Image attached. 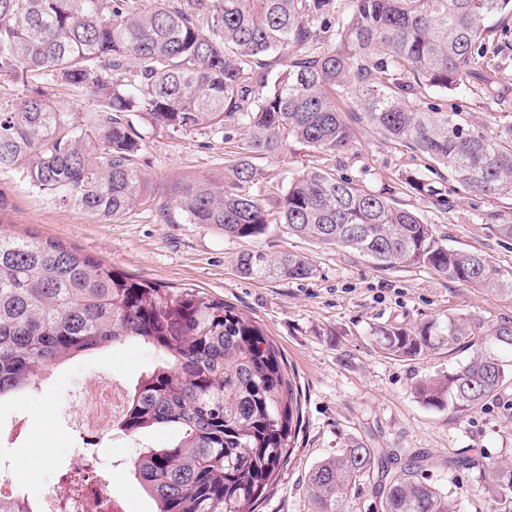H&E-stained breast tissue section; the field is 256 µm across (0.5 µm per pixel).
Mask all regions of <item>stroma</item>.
<instances>
[{
  "instance_id": "35a3bbf8",
  "label": "stroma",
  "mask_w": 512,
  "mask_h": 512,
  "mask_svg": "<svg viewBox=\"0 0 512 512\" xmlns=\"http://www.w3.org/2000/svg\"><path fill=\"white\" fill-rule=\"evenodd\" d=\"M494 27V37L483 46L498 69L493 90L473 94L476 81L469 77L454 92L427 91L416 99L417 108L436 105L465 113L479 132L488 129V113H512V17L501 18ZM353 130L351 145L336 154L292 142L282 156L255 157L259 190L286 188L294 173L322 168L353 179L363 189L387 193L393 202L433 224L449 245L512 266V240L501 239L492 230L496 224H512L511 201L470 194L448 180V205L436 207L399 185L407 170L432 178L426 162L361 124H354ZM142 134L146 147L139 162L151 197L133 212L102 222L52 201L21 173L0 170V222L20 233L29 229L77 247L138 279L198 289L236 306L264 328L296 375L301 418L291 461L266 491L257 512H311L306 494L309 469L355 439L389 457L427 458L423 480L459 500L461 512H491L473 464L486 457L512 460V383L463 412L427 408L417 401L414 384L455 369L465 361V353L436 349L414 360L397 358L377 347L372 329L387 323L410 326L446 315L494 323L512 318V302L448 281L425 267L381 269L357 252L321 246L280 225L258 239L233 240L204 225L183 223L174 210L160 218L156 205L168 187L223 168L233 159L242 134L232 131L225 140L147 127ZM249 250L301 255L313 274L302 280L241 277L235 260ZM154 360L147 348L118 346L72 360L37 390L0 402V458L14 467L27 493L57 482L66 470L82 468L109 479L126 512H149L150 503L130 474L127 448H164L175 432L158 428L128 435L116 430L103 436L96 455L88 456L71 419L82 410L73 397L88 380L102 377L129 388ZM35 444L47 446L49 453L33 468L27 450ZM452 457L462 458L463 466H450ZM31 472L36 475L32 481L27 478Z\"/></svg>"
}]
</instances>
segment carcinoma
Masks as SVG:
<instances>
[{"label":"carcinoma","instance_id":"obj_1","mask_svg":"<svg viewBox=\"0 0 512 512\" xmlns=\"http://www.w3.org/2000/svg\"><path fill=\"white\" fill-rule=\"evenodd\" d=\"M334 43H318L336 0H0V74L26 87L0 102V169L23 172L40 192L101 221L137 208L148 184L137 158L145 137L130 117L173 134L240 130L234 159L175 185L169 202L187 224L228 239H257L273 224L355 251L382 268L429 267L450 282L512 302V268L448 246L433 225L383 193L325 169L296 173L282 193L257 191V156L294 140L334 154L351 144L341 100L357 122L442 169L470 193L512 199V113L491 114L475 133L460 112L417 110L427 89L454 91L489 67L475 43L512 0H349ZM284 68L270 78L262 57ZM85 93L95 107L66 109L40 90ZM407 192L448 206L414 171ZM244 278L311 276L301 256L237 258ZM388 354L414 360L446 347L469 358L419 382L422 405L464 411L512 380V320L483 324L445 316L374 328ZM139 344L157 354L134 385L120 430L172 428L167 448H145L131 474L152 512H256L291 460L301 396L280 348L237 307L192 288L134 279L104 261L29 231L0 226V401L32 391L47 370L88 354ZM494 512H512V463L475 464ZM364 442H350L309 471L312 512H351L369 486L381 512H459L458 500ZM0 512H36L28 497L0 499Z\"/></svg>","mask_w":512,"mask_h":512}]
</instances>
